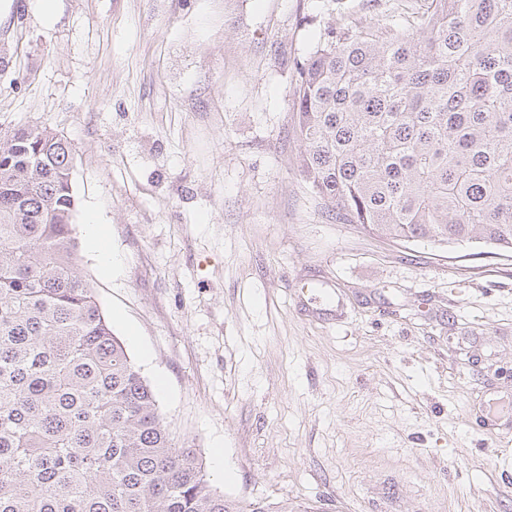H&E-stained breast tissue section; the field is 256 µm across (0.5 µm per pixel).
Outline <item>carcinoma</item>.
<instances>
[{
  "label": "carcinoma",
  "instance_id": "cac0c4a2",
  "mask_svg": "<svg viewBox=\"0 0 512 512\" xmlns=\"http://www.w3.org/2000/svg\"><path fill=\"white\" fill-rule=\"evenodd\" d=\"M298 170L347 224L512 253V0L341 12L295 64ZM73 148L0 136V512H263L174 442L83 276Z\"/></svg>",
  "mask_w": 512,
  "mask_h": 512
}]
</instances>
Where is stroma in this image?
Returning a JSON list of instances; mask_svg holds the SVG:
<instances>
[{
    "mask_svg": "<svg viewBox=\"0 0 512 512\" xmlns=\"http://www.w3.org/2000/svg\"><path fill=\"white\" fill-rule=\"evenodd\" d=\"M36 3L0 23V134L71 142L82 271L213 488L265 512H512V254L385 241L297 169L294 61L384 0Z\"/></svg>",
    "mask_w": 512,
    "mask_h": 512,
    "instance_id": "35a3bbf8",
    "label": "stroma"
}]
</instances>
